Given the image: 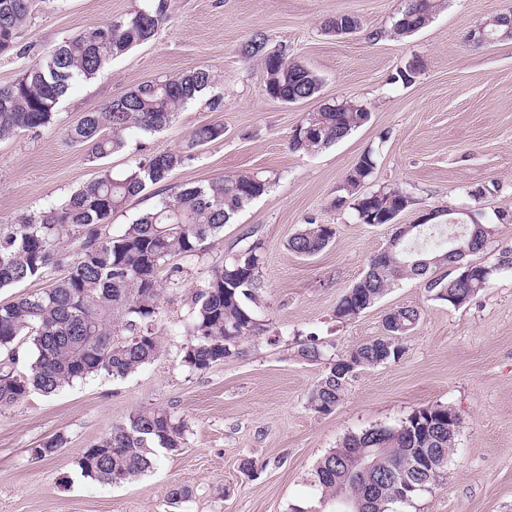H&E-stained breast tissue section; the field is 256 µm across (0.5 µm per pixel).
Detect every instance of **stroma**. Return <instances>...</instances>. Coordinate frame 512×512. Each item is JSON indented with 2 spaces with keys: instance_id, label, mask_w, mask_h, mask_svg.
I'll list each match as a JSON object with an SVG mask.
<instances>
[{
  "instance_id": "1",
  "label": "stroma",
  "mask_w": 512,
  "mask_h": 512,
  "mask_svg": "<svg viewBox=\"0 0 512 512\" xmlns=\"http://www.w3.org/2000/svg\"><path fill=\"white\" fill-rule=\"evenodd\" d=\"M157 2L36 0L19 33L29 53L0 54V85L69 35ZM406 4L167 0L152 41L76 84L49 126L0 141V223L66 199L100 169L119 173L133 159L179 150L203 124H222L223 138L130 199L109 233H120L172 186L241 174L270 181L201 253L181 259L182 286L161 302L163 351L154 362L124 378L101 374L0 409V512H291L313 502L315 467L345 436L399 424L435 404L459 419L455 445L436 485L402 512H512V269L498 270L460 307L432 300L422 281L405 280L356 318L335 315L342 294L388 246L396 226L360 223L351 206L335 204L366 151L374 152L377 167L364 191L399 188L412 199L397 224L427 209L467 210L494 228L477 261L496 266L512 254V38L483 45L471 39L512 0H436L423 31L387 37ZM339 14L356 17L358 30L327 31L326 21ZM258 33L269 49L286 50L319 77L313 98L288 104L266 94L259 59L242 53ZM414 57L423 64L414 81L392 82ZM195 67L214 74L212 87L164 130L137 136L131 149L96 164L67 138L70 126L113 97ZM345 100L364 104L369 122L319 153L290 149L292 131L308 113ZM311 221L334 225L332 242L311 257L288 251L289 238ZM254 241L263 255L264 331L245 340L239 356L190 371L181 357L192 299L215 264ZM399 307L420 312L402 339V357L357 372L332 413L310 410L307 398L326 362L384 335L385 316ZM310 339L321 345L322 361L298 358ZM146 407L165 408L185 422L182 450L159 453L153 470L125 483L84 477L77 466L84 451ZM57 435L64 445L55 456L31 455ZM245 458L255 461L256 477L242 472ZM174 485L188 486L191 496L171 502Z\"/></svg>"
}]
</instances>
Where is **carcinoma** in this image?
<instances>
[{"instance_id":"1","label":"carcinoma","mask_w":512,"mask_h":512,"mask_svg":"<svg viewBox=\"0 0 512 512\" xmlns=\"http://www.w3.org/2000/svg\"><path fill=\"white\" fill-rule=\"evenodd\" d=\"M35 0H0V54L24 49L18 35L31 16ZM161 2L71 35L38 55L11 84L0 86V141L49 125L59 102L80 81L98 76L105 64L131 48L150 42L165 14ZM435 11L433 0H407L386 34L403 38L425 28ZM512 26V13L490 15L483 31L498 39ZM248 57H261L266 94L282 102L315 95L320 80L308 67L277 49L266 50L257 34L242 47ZM422 68L415 58L396 71L393 81L412 82ZM209 70L193 68L139 84L115 97L102 110L86 113L67 132L70 142L87 146V160L97 162L124 151L133 133L148 135L173 122L188 102L211 87ZM366 107L353 100L327 105L295 127L291 149L314 154L364 126ZM224 136V126L205 124L194 129L185 146L134 161L120 175L103 169L69 197L46 209L21 214L0 224V288L46 279L50 265L67 264L59 278L47 279L40 291L0 303V408L13 406L32 394L48 396L88 377L107 374L124 378L159 357L163 347L158 320L164 286L159 271L170 267L167 287H181L182 270L170 265L176 257H192L204 242L254 200L264 195L269 181L257 175H238L206 185L172 187L149 210L123 231L106 233L112 216L147 187L161 183L194 156L201 146ZM376 168L372 151L365 152L346 175L336 198L351 203L363 224H388L393 213L411 205L398 189L360 188ZM335 235L331 224L310 222L288 240V250L313 256ZM448 225L426 224L412 231L394 248L370 259L364 275L336 305V317L352 319L378 302L405 279H420L432 299L455 307L470 302L487 288L493 269L471 257L481 252L487 236L469 225L454 254L440 247ZM74 247L70 254L61 244ZM261 247L252 243L213 266L208 281L196 292L186 325L187 343L182 363L204 370L239 354L241 343L263 331L258 319ZM461 265L453 272L428 277L431 268ZM413 307H400L385 318V335L360 343L326 367L310 392L308 407L331 413L344 396L348 380L358 371L397 360L403 352L399 339L419 321ZM28 346L22 371L14 367L18 344ZM298 357L309 362L322 358L319 344L309 340ZM451 410L442 404L414 410L399 425L372 427L344 438L316 465L314 485L320 492L313 512H338L345 495L367 502V512H395V506L413 501L435 485L448 466L456 432L448 430ZM185 424L164 408L138 409L126 422L87 449L78 462L83 476L104 485L139 477L153 467L155 449L170 453L182 449ZM63 439L55 437L31 449L37 459L55 455ZM365 451L364 464L352 454ZM431 467L422 470L420 466Z\"/></svg>"}]
</instances>
